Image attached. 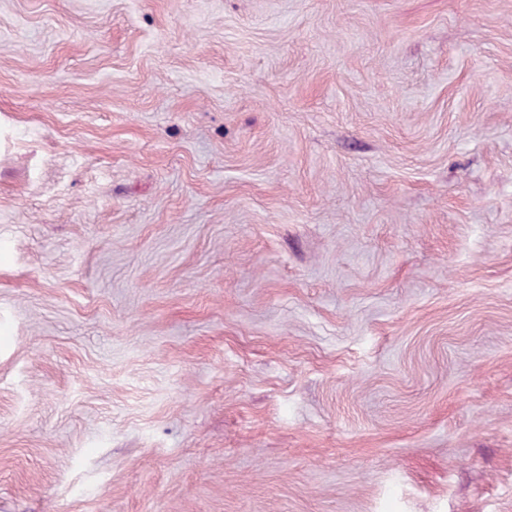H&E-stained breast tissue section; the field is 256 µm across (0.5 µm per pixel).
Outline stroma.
Returning <instances> with one entry per match:
<instances>
[{
	"label": "stroma",
	"instance_id": "35a3bbf8",
	"mask_svg": "<svg viewBox=\"0 0 512 512\" xmlns=\"http://www.w3.org/2000/svg\"><path fill=\"white\" fill-rule=\"evenodd\" d=\"M0 512H512V0H0Z\"/></svg>",
	"mask_w": 512,
	"mask_h": 512
}]
</instances>
